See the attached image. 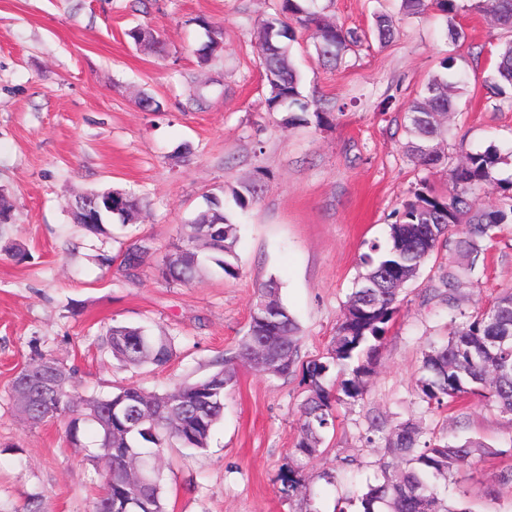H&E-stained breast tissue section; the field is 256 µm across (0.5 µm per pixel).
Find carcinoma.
<instances>
[{
    "label": "carcinoma",
    "instance_id": "cac0c4a2",
    "mask_svg": "<svg viewBox=\"0 0 512 512\" xmlns=\"http://www.w3.org/2000/svg\"><path fill=\"white\" fill-rule=\"evenodd\" d=\"M302 2L279 0L277 12L258 27L256 39L270 87L269 109L288 112L285 123L290 126L307 124L311 116L320 126L329 123L335 107L320 99L302 98L291 58L292 24L314 29L316 54L333 67L372 38L380 44L389 42L394 27L389 15L380 13L370 32H358L329 21L314 6L315 0H308L306 6ZM400 7L413 16L435 9L445 20L449 44L464 38L456 24L461 10L458 0H400ZM469 9L490 16L503 31L512 33V0H470ZM200 24L209 33V40L198 50L207 62L223 47L209 23L202 19ZM441 68L411 102L404 129L409 157L425 170L443 169L448 188L438 194L422 180L411 191L390 225L387 242L371 243L369 252L361 256L362 271L353 282L325 355L303 366L306 394L300 403V432L285 476L290 488L296 484L294 476L305 471L320 454L329 432L335 430L336 405L345 397L351 402L364 398L405 285L420 275L440 244H451L458 260L448 262L441 278V296L452 304L462 279L475 274L498 233L512 224V174L502 176L505 157L496 146L466 151L457 164H448L443 142L450 133L449 117L457 111L467 86V75L456 67L453 56L444 58ZM485 87L491 96L512 102V39L496 51ZM488 185L499 190L498 202L478 208V192ZM113 218L103 202L97 223L83 228L100 234ZM185 230V235L172 240L158 265L165 283L191 285L210 263L226 277L239 274L240 227L234 213L218 199L210 200L208 209ZM147 251L142 245L126 250L122 267L128 276L136 275ZM267 294L274 296L271 306L252 310L246 335L235 352L221 358V368L169 392L128 385L106 396L85 397L77 391V371L49 355L23 367L35 386L48 372L54 377L27 421L40 424L68 417L71 439H77L85 428L94 434L90 461L101 476L111 474V481L103 484L92 512H166L162 456L174 445L208 448L211 432L223 416L224 396L234 381L236 366L251 363L261 352L268 362L267 373L283 376L293 371L301 348L300 326L282 302L280 284L272 277L258 287V297ZM97 341L125 367H162L175 351L173 337L140 324L115 322ZM332 369L337 375L329 389L325 382ZM416 387L429 410L452 409L473 395L487 399L499 414L512 418V286L502 289L488 306L475 310L462 325L450 324L447 341L425 351ZM132 404L147 414L148 422L139 426L128 422L124 410ZM426 434V427L407 421L385 437L378 483L356 495L360 512H472L464 503L455 506L441 499L437 482L456 481L460 474L503 452L472 437L428 438Z\"/></svg>",
    "mask_w": 512,
    "mask_h": 512
}]
</instances>
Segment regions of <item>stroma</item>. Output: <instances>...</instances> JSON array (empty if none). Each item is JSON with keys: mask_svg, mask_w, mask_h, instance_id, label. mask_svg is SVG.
Here are the masks:
<instances>
[{"mask_svg": "<svg viewBox=\"0 0 512 512\" xmlns=\"http://www.w3.org/2000/svg\"><path fill=\"white\" fill-rule=\"evenodd\" d=\"M276 0H0V187L13 199L7 237L28 256L0 253V512H19L42 494L43 512H91L101 479L66 423L33 425L9 401L16 373L38 354L77 369L81 394L133 383L164 391L217 371L246 334L259 283L276 278L302 330L301 361L325 354L371 242H385L395 213L419 179L404 151V114L444 57L470 74L447 141L451 159L496 145L512 149V104L484 81L504 35L464 12L459 46L432 14L406 17L397 0H317L332 20L370 30L389 14L394 38L348 54L334 68L318 59L310 30L296 28L293 61L305 98L337 105L330 125L289 126L267 106L269 87L254 29ZM223 38L220 58L201 62L206 26ZM150 29L161 52L136 47L131 28ZM161 102L144 111L141 99ZM257 196L238 215L241 274L213 269L190 286L157 280L155 267L181 226L225 187ZM119 189L146 200L131 225L93 234L74 224L75 195ZM148 246L137 278L120 266L129 245ZM452 252L440 246L409 284L380 350L367 393L338 409L323 454L285 490L304 396L301 371L272 376L242 364L224 398V417L203 451L167 449V512H359L350 491L372 482L384 452L372 416L389 425L425 420L436 432L477 437L502 450L442 495L466 497L473 512H512V421L472 396L464 414L428 410L416 382L424 351L449 323L512 286V225L488 250L477 284L455 308L432 290ZM164 329L175 344L163 367H121L97 347L113 322ZM331 473L325 481L323 473Z\"/></svg>", "mask_w": 512, "mask_h": 512, "instance_id": "obj_1", "label": "stroma"}]
</instances>
